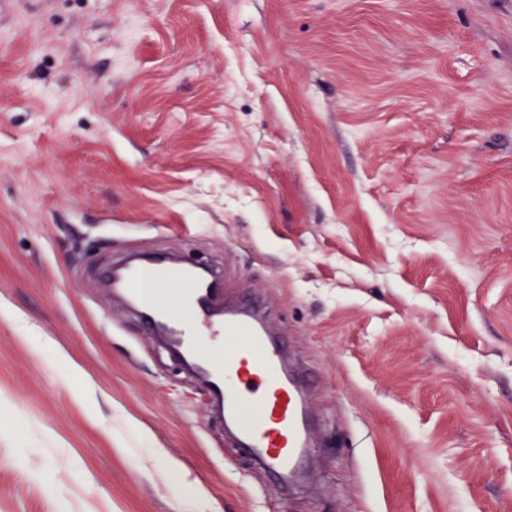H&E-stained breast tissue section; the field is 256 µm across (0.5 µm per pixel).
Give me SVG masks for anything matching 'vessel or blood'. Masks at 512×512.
<instances>
[{
    "mask_svg": "<svg viewBox=\"0 0 512 512\" xmlns=\"http://www.w3.org/2000/svg\"><path fill=\"white\" fill-rule=\"evenodd\" d=\"M219 275L152 260L130 261L120 286L148 332L166 326L169 342L189 352L209 373L224 400L225 423L243 448L280 479L297 478L309 453L310 430L297 381L282 370L281 351L265 321L243 301L210 315Z\"/></svg>",
    "mask_w": 512,
    "mask_h": 512,
    "instance_id": "b4317fda",
    "label": "vessel or blood"
}]
</instances>
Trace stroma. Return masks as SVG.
Here are the masks:
<instances>
[{
	"mask_svg": "<svg viewBox=\"0 0 512 512\" xmlns=\"http://www.w3.org/2000/svg\"><path fill=\"white\" fill-rule=\"evenodd\" d=\"M134 251L261 299L309 379L303 482L106 287ZM188 484L512 512V0L0 9V512H196Z\"/></svg>",
	"mask_w": 512,
	"mask_h": 512,
	"instance_id": "35a3bbf8",
	"label": "stroma"
}]
</instances>
